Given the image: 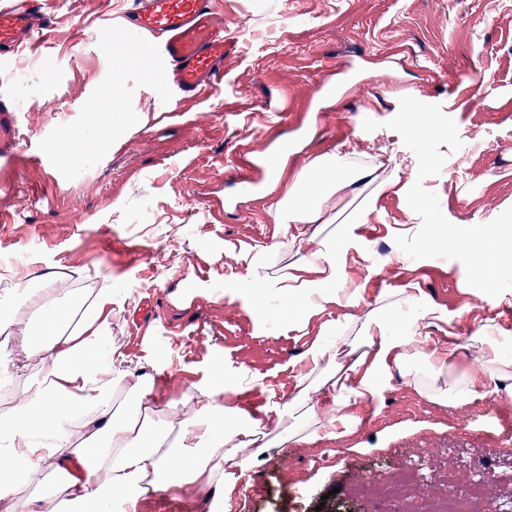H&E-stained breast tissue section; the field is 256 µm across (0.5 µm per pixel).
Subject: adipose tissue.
Segmentation results:
<instances>
[{
    "label": "adipose tissue",
    "instance_id": "ef3b65f1",
    "mask_svg": "<svg viewBox=\"0 0 512 512\" xmlns=\"http://www.w3.org/2000/svg\"><path fill=\"white\" fill-rule=\"evenodd\" d=\"M377 170L352 153L319 157L289 196L274 200L276 224L308 253L260 278L259 292L276 289L291 310L315 307L317 292L307 272L323 284L338 278L321 229L327 204L346 193L357 202L347 223H363L378 196L397 184L379 179ZM392 313L404 314L401 331L388 323ZM111 314V284L91 291L68 288L54 272L19 284L0 305V357L9 358L13 376L26 380L15 407L0 416V512H133L140 497L160 490L182 491L200 481L224 488L233 468L249 463L248 447L261 440L259 420L247 428L239 420H223L221 388L196 384L181 398L153 407L145 399L144 380H130L123 354L106 346ZM424 320L447 324L451 318L414 289L400 288L378 299L356 335L339 331L346 361L304 388L294 438L306 442L323 430L350 427L349 405L372 402L392 370L408 362L417 363L410 377L431 400L459 407L491 393L512 397V355L503 350L501 330L489 324L477 330L469 345L473 367L461 371L456 334H449L447 344L430 343L418 333ZM124 381L137 407L120 418L112 398ZM324 385L340 393L328 410L316 398ZM172 417L179 420L175 436L168 426ZM48 462L55 467L51 489L21 499L22 484L43 483Z\"/></svg>",
    "mask_w": 512,
    "mask_h": 512
}]
</instances>
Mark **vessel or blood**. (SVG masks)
<instances>
[{"instance_id": "1", "label": "vessel or blood", "mask_w": 512, "mask_h": 512, "mask_svg": "<svg viewBox=\"0 0 512 512\" xmlns=\"http://www.w3.org/2000/svg\"><path fill=\"white\" fill-rule=\"evenodd\" d=\"M49 29L45 0H5L0 5V55L32 46ZM141 38L140 49L152 60L149 78L163 85L171 101L195 100L224 81V59L234 43L224 35V12L215 0H132L118 21L96 33L106 49L130 48ZM17 106L0 96V164L23 159L14 137ZM267 169L241 160L233 183L239 196L257 194Z\"/></svg>"}]
</instances>
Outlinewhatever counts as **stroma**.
<instances>
[{"instance_id":"35a3bbf8","label":"stroma","mask_w":512,"mask_h":512,"mask_svg":"<svg viewBox=\"0 0 512 512\" xmlns=\"http://www.w3.org/2000/svg\"><path fill=\"white\" fill-rule=\"evenodd\" d=\"M220 2L235 42L222 90L171 114L161 110L166 95L148 80L144 59L95 41L97 26L118 18L128 0H47L51 30L37 52L0 56V94L15 98L17 140L33 157L0 187L12 219L0 230V253L87 289L109 279L112 343L135 375L152 379L157 403L180 398L193 382L212 385L220 367L225 409L267 419V448L235 469L224 492L160 491L139 499L135 512H380L375 498L355 494V483L393 470L398 454L410 452L428 488L406 512H427L448 479L463 491L478 475L490 497L511 496L512 460L499 458L486 429L505 410L500 395L451 407L396 372L372 403L355 407L343 434L288 438L307 352L384 293L416 289L452 315L464 342L485 324L512 334V301L494 305L479 290L464 292L461 262L411 261L396 246V229L420 222L405 194L377 198L366 236L337 212L326 230L336 236L339 280L320 287L316 309L289 314L277 294L257 298L255 282L297 258L270 204L315 158L354 149L381 162L383 175L415 182V154L385 126L404 96L453 108L463 146H441L447 160L424 181L444 216L468 227L512 207V0ZM92 105L98 113H89ZM268 112L285 119L269 127ZM367 118L378 129L365 131ZM66 140L95 148L39 159L43 144ZM245 152L274 157L273 180L260 198L228 209ZM127 238L146 246L133 262L115 255ZM146 298L158 317L143 328L133 315ZM328 449L330 461L314 465Z\"/></svg>"}]
</instances>
